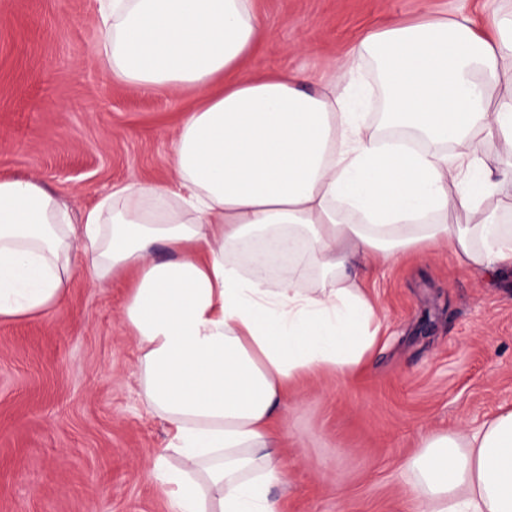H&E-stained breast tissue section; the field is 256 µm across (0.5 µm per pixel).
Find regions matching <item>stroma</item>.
I'll use <instances>...</instances> for the list:
<instances>
[{
    "label": "stroma",
    "mask_w": 512,
    "mask_h": 512,
    "mask_svg": "<svg viewBox=\"0 0 512 512\" xmlns=\"http://www.w3.org/2000/svg\"><path fill=\"white\" fill-rule=\"evenodd\" d=\"M270 37L255 75L301 71L316 89L369 31L512 0H253ZM193 87L147 90L103 60L97 0H0V177L31 178L73 219L117 186L165 183ZM78 270L65 310L0 322V512H169L152 475L166 425L139 396L127 286ZM383 321L355 380L331 372L282 405V512H418L406 468L424 435L478 428L512 409V274L460 268L448 248L370 268Z\"/></svg>",
    "instance_id": "obj_1"
}]
</instances>
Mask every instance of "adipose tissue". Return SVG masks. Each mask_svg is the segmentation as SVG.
I'll list each match as a JSON object with an SVG mask.
<instances>
[{
    "instance_id": "1",
    "label": "adipose tissue",
    "mask_w": 512,
    "mask_h": 512,
    "mask_svg": "<svg viewBox=\"0 0 512 512\" xmlns=\"http://www.w3.org/2000/svg\"><path fill=\"white\" fill-rule=\"evenodd\" d=\"M98 12L115 75L192 86L205 102L173 143L174 180L122 186L81 226L37 181L0 180V321L61 310L74 243L96 285L133 273L123 318L141 399L169 426L152 474L171 512H281L269 489L286 479L273 429L285 390L322 370L352 375L379 341L354 265L443 242L468 270L512 267V14L486 31L458 13L368 32L356 59L375 62L396 130L381 137L363 132L356 60L315 93L303 72L243 69L262 36L251 0H98ZM274 242L306 266L272 284ZM160 244L169 259H155ZM307 268L330 287H299ZM411 466L424 512H512V410L425 436Z\"/></svg>"
}]
</instances>
